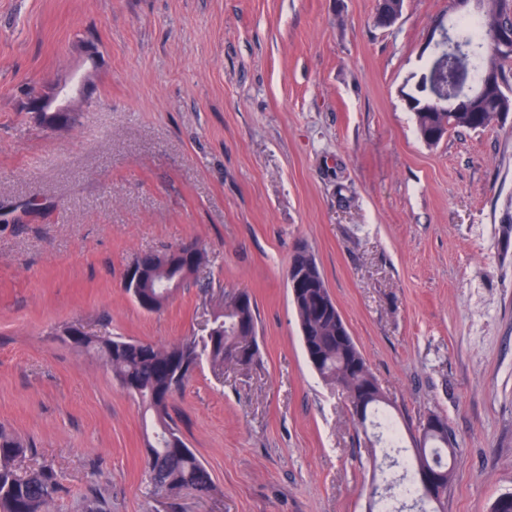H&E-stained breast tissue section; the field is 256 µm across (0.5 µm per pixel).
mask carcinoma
I'll return each mask as SVG.
<instances>
[{
    "label": "carcinoma",
    "mask_w": 512,
    "mask_h": 512,
    "mask_svg": "<svg viewBox=\"0 0 512 512\" xmlns=\"http://www.w3.org/2000/svg\"><path fill=\"white\" fill-rule=\"evenodd\" d=\"M512 26V0H480V4L460 9L453 22L459 45L445 48L442 54L448 66L464 72L468 81L480 85L488 65L499 72L512 64V54L489 58L493 32L498 26ZM416 130L428 145H435L456 128L482 131L498 123L499 105L489 96L482 112H416ZM209 261L200 249L191 255H178L175 249L147 252L133 260L141 277L136 288L126 289L133 301L150 305L148 312H158L180 289L188 287L195 272ZM302 273L304 295L292 300L304 351L315 348L318 358L311 365L328 384L341 390L345 400H364L363 417L357 427L368 433L378 430L374 446L380 442L387 450L400 453L402 437L393 418L387 414V398L371 372L364 356L339 313L325 279L309 252L294 259ZM249 298L241 311L229 309L231 299L213 312V334L192 336L168 346L126 339L124 337L84 336L72 342L75 347L93 350L112 376L124 384L143 406L145 416L144 464L154 491L175 496L186 488L210 497L217 492L212 476L197 454L188 448L173 422L169 407L176 382L186 383L202 359L213 367L225 364L229 351L240 344L256 343L255 303ZM425 417L417 452L395 484L402 485L413 475L411 495L421 497L420 471L445 472L434 506L423 512H442L455 465V439L444 422L429 427ZM31 448L17 434L0 427V512H49V505L60 497L62 477L50 466L23 471L19 462Z\"/></svg>",
    "instance_id": "obj_1"
}]
</instances>
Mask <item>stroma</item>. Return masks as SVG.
<instances>
[{"instance_id": "obj_1", "label": "stroma", "mask_w": 512, "mask_h": 512, "mask_svg": "<svg viewBox=\"0 0 512 512\" xmlns=\"http://www.w3.org/2000/svg\"><path fill=\"white\" fill-rule=\"evenodd\" d=\"M0 0V425L62 472L51 512H365L372 450L304 352L287 284L313 254L405 446L456 440L444 512L512 491V117L417 135L401 90L451 0ZM85 84L50 131L31 98ZM209 263L162 311L126 293L140 254ZM248 367L202 362L170 406L218 495L153 493L142 408L65 343L170 345L233 291Z\"/></svg>"}]
</instances>
